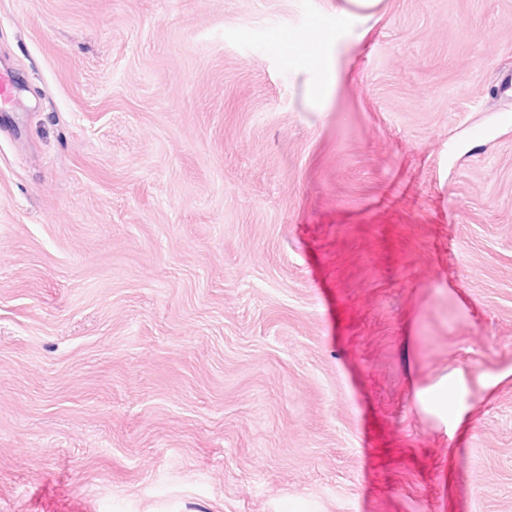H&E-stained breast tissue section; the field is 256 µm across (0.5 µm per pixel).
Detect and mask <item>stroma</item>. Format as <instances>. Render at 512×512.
Here are the masks:
<instances>
[{"label":"stroma","instance_id":"stroma-1","mask_svg":"<svg viewBox=\"0 0 512 512\" xmlns=\"http://www.w3.org/2000/svg\"><path fill=\"white\" fill-rule=\"evenodd\" d=\"M3 68L0 512H512V0H0ZM317 61L318 76L306 89L307 99L313 106L321 105L345 79H349V76H345L337 63L324 58H319Z\"/></svg>","mask_w":512,"mask_h":512}]
</instances>
